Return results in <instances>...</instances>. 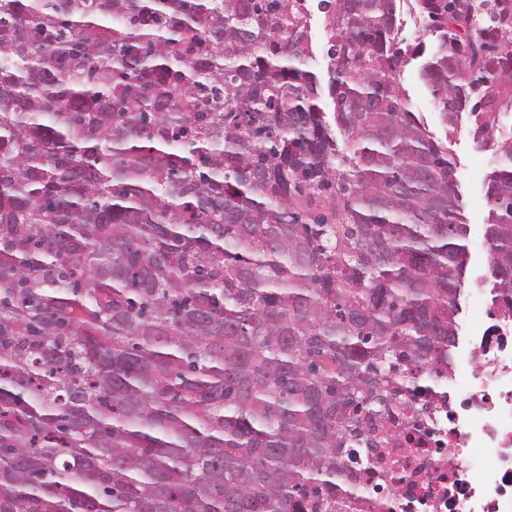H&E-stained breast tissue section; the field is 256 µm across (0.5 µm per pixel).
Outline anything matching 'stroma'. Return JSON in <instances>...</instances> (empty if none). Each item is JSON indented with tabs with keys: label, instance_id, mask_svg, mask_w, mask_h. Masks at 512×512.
Listing matches in <instances>:
<instances>
[{
	"label": "stroma",
	"instance_id": "1",
	"mask_svg": "<svg viewBox=\"0 0 512 512\" xmlns=\"http://www.w3.org/2000/svg\"><path fill=\"white\" fill-rule=\"evenodd\" d=\"M420 61L401 71L399 80L408 96L412 111L421 113L431 131L442 140L454 162L459 183L463 215L471 228L467 245L469 264L460 298L459 324H467L484 316L482 304L472 297L473 287H489L488 254L484 243V225L489 204L485 195V177L494 161V148L477 144L470 132L469 122H461L456 129L443 126L438 118L429 89L420 76Z\"/></svg>",
	"mask_w": 512,
	"mask_h": 512
}]
</instances>
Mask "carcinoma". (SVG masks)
<instances>
[{
	"instance_id": "carcinoma-1",
	"label": "carcinoma",
	"mask_w": 512,
	"mask_h": 512,
	"mask_svg": "<svg viewBox=\"0 0 512 512\" xmlns=\"http://www.w3.org/2000/svg\"><path fill=\"white\" fill-rule=\"evenodd\" d=\"M303 2L0 0V512H318L394 372L451 373L468 228L397 0H318L332 123ZM415 2L511 305L512 0Z\"/></svg>"
}]
</instances>
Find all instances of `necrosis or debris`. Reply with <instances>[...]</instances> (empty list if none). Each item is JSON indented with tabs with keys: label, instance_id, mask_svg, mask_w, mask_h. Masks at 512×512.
<instances>
[{
	"label": "necrosis or debris",
	"instance_id": "4bbe7bcc",
	"mask_svg": "<svg viewBox=\"0 0 512 512\" xmlns=\"http://www.w3.org/2000/svg\"><path fill=\"white\" fill-rule=\"evenodd\" d=\"M486 308L454 358L472 384L452 378L413 397L404 382L376 426L388 446L368 449L347 472L353 491L337 495L335 512H512V313Z\"/></svg>",
	"mask_w": 512,
	"mask_h": 512
}]
</instances>
